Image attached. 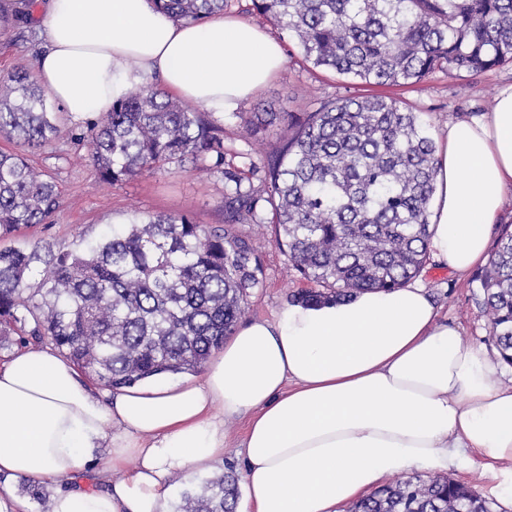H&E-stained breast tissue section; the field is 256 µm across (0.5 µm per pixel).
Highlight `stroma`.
Returning <instances> with one entry per match:
<instances>
[{
  "label": "stroma",
  "mask_w": 512,
  "mask_h": 512,
  "mask_svg": "<svg viewBox=\"0 0 512 512\" xmlns=\"http://www.w3.org/2000/svg\"><path fill=\"white\" fill-rule=\"evenodd\" d=\"M16 2L0 0V76L18 68L34 71L37 56L46 44L41 27L44 0H33L31 16L25 20L10 18L9 11ZM283 46L288 55L285 66L267 85L243 101L240 111L254 112L264 107L310 112L323 102L368 94V87L357 81L304 62L291 41H284ZM509 83L512 62L478 74L451 75L438 71L419 84L388 87L384 93L416 112L429 126L432 137L438 138L445 134L449 124L490 111L499 90ZM285 133L284 127L275 126L249 138L239 118L225 117L227 158L238 166L247 158L263 164ZM80 151L71 127L64 125L48 147L29 152L30 163L55 178L62 199L50 224L23 229L21 239L66 247L77 235L99 236L110 225L124 223L135 213L188 214L208 227L223 225L224 182L219 176H206L188 166H173L154 176L112 185L101 181L91 166L78 161ZM242 231L253 239L264 269L262 286L253 289L248 297L246 318H269L291 302L295 292L307 288L308 283L292 270L269 227L246 225ZM415 282L427 288L438 308L440 322L457 326L465 344L483 346L490 357H497L487 317L475 300L473 275H457L446 261L431 256Z\"/></svg>",
  "instance_id": "stroma-1"
}]
</instances>
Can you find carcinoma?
I'll list each match as a JSON object with an SVG mask.
<instances>
[{
  "label": "carcinoma",
  "mask_w": 512,
  "mask_h": 512,
  "mask_svg": "<svg viewBox=\"0 0 512 512\" xmlns=\"http://www.w3.org/2000/svg\"><path fill=\"white\" fill-rule=\"evenodd\" d=\"M176 20L203 24L228 0H153ZM316 67L369 86H409L437 69L480 73L512 61V0H252ZM246 136L290 135L267 164L225 161L212 112L145 83L74 127L98 177L117 184L187 162L224 178V227L188 215H134L94 239L0 248V346L46 336L111 389L197 371L224 346L263 282L252 239L237 226H273L318 304L406 286L428 256L436 144L416 113L384 95L345 97L313 112L234 113ZM58 113L27 71L0 76V138L42 149ZM62 192L20 150H0V239L45 224ZM501 360L512 365V232L475 277ZM236 479L181 493L178 512H234ZM349 512H493L472 487L434 476L398 479Z\"/></svg>",
  "instance_id": "cac0c4a2"
}]
</instances>
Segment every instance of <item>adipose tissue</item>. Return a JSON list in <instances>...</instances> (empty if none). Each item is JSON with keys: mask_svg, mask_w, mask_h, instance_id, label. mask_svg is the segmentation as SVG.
<instances>
[{"mask_svg": "<svg viewBox=\"0 0 512 512\" xmlns=\"http://www.w3.org/2000/svg\"><path fill=\"white\" fill-rule=\"evenodd\" d=\"M36 78L79 122L147 77L206 111H235L284 66L262 26L188 25L151 0H47ZM429 249L459 275L484 264L512 190V85L449 126L437 151ZM439 322L424 287L291 303L225 339L200 378L96 397L50 347L0 364V474L52 485L105 454L110 492L57 489L47 512H170V475L224 462L226 422L247 419L239 512H339L409 468H479L512 495V386ZM134 469H127V462Z\"/></svg>", "mask_w": 512, "mask_h": 512, "instance_id": "ef3b65f1", "label": "adipose tissue"}]
</instances>
